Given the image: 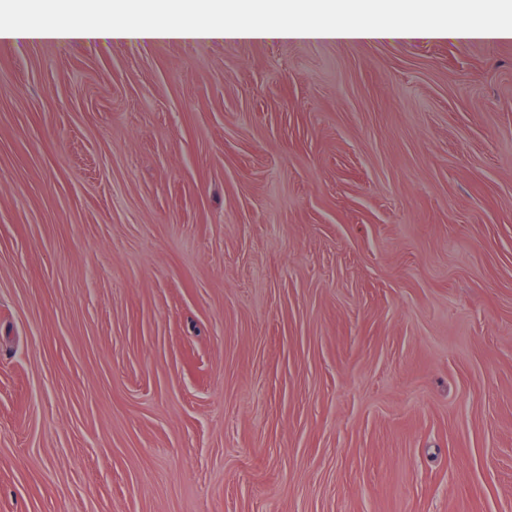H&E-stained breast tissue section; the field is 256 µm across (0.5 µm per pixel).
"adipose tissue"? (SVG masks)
Here are the masks:
<instances>
[{"instance_id": "adipose-tissue-1", "label": "adipose tissue", "mask_w": 512, "mask_h": 512, "mask_svg": "<svg viewBox=\"0 0 512 512\" xmlns=\"http://www.w3.org/2000/svg\"><path fill=\"white\" fill-rule=\"evenodd\" d=\"M505 0H36L37 18L19 23L0 9V40L147 42L326 39L383 33L459 40L512 38V19L474 22ZM451 12V23L432 17Z\"/></svg>"}]
</instances>
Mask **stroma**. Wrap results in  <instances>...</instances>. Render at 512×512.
<instances>
[{
    "instance_id": "1",
    "label": "stroma",
    "mask_w": 512,
    "mask_h": 512,
    "mask_svg": "<svg viewBox=\"0 0 512 512\" xmlns=\"http://www.w3.org/2000/svg\"><path fill=\"white\" fill-rule=\"evenodd\" d=\"M0 512H512V39L0 40Z\"/></svg>"
}]
</instances>
